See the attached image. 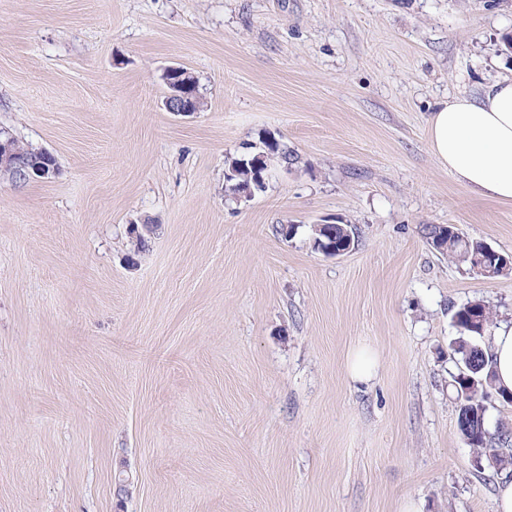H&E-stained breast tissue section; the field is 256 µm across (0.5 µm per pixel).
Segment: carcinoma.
<instances>
[{
  "label": "carcinoma",
  "instance_id": "1",
  "mask_svg": "<svg viewBox=\"0 0 512 512\" xmlns=\"http://www.w3.org/2000/svg\"><path fill=\"white\" fill-rule=\"evenodd\" d=\"M259 153L266 155L267 166L277 163L282 167H296L301 163V157L285 143H279L272 148L267 141H262ZM256 156L254 152L243 153L226 161L224 173L225 195L231 197L243 185L255 187V193L265 191V187L255 186L254 170L250 160ZM421 233L427 244L441 255L466 267L469 271L487 279L509 274V270L487 259L468 261L464 252L481 251L485 244L456 234L451 224H424ZM312 248L317 252L326 251L331 247L349 251L353 247L354 232L348 224L329 226V233H312ZM453 325L458 332L457 341L452 351L461 363L462 369L451 375V386L457 400V421L474 418V422L487 421V410L482 406L483 393L496 391L492 370L482 342L493 323L492 311L483 302L468 307L458 308L452 316ZM469 447L476 452V457L485 459L491 453L495 458L492 469L497 473L512 471V426L500 422L495 429L485 428L474 438Z\"/></svg>",
  "mask_w": 512,
  "mask_h": 512
}]
</instances>
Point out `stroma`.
<instances>
[{"mask_svg":"<svg viewBox=\"0 0 512 512\" xmlns=\"http://www.w3.org/2000/svg\"><path fill=\"white\" fill-rule=\"evenodd\" d=\"M510 30L512 0H0V129L60 165L0 172V512H495L449 344L470 301L512 327V274L421 227L512 255V203L427 131L512 77ZM171 64L200 112L164 109ZM266 133L303 167L226 201ZM327 217L348 253L312 249ZM327 224L328 222H326V224H314L313 230L320 232ZM313 230H311L312 248L317 252L326 251L331 247L347 252L353 247L355 242L354 232L349 224L329 225V234L316 233ZM336 250L328 252L332 254L328 256H339L343 254V252H336ZM421 233L427 240V244L431 246L435 251L441 255L448 256L449 260H452L458 265L466 267L469 271L475 273L478 276L492 279L507 275L512 271V269L510 271V269L508 270L507 268L502 271V266L499 265L500 261H498L502 258L510 259L509 255H505L497 251L500 255L496 258V264L493 261L489 262V258L484 259V255H482V253H478V251L483 252L485 244L474 239H465L458 233L456 234L455 227L451 224H425L421 227ZM468 250L471 252L475 251L477 256L483 258V260L478 259L472 260L470 262L464 259L463 254ZM488 265L494 270L492 274L485 273L484 271V268H486Z\"/></svg>","mask_w":512,"mask_h":512,"instance_id":"35a3bbf8","label":"stroma"}]
</instances>
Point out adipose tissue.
<instances>
[{"label":"adipose tissue","instance_id":"adipose-tissue-1","mask_svg":"<svg viewBox=\"0 0 512 512\" xmlns=\"http://www.w3.org/2000/svg\"><path fill=\"white\" fill-rule=\"evenodd\" d=\"M428 135L432 154L471 194L512 203V78L489 84L482 97L438 103Z\"/></svg>","mask_w":512,"mask_h":512}]
</instances>
